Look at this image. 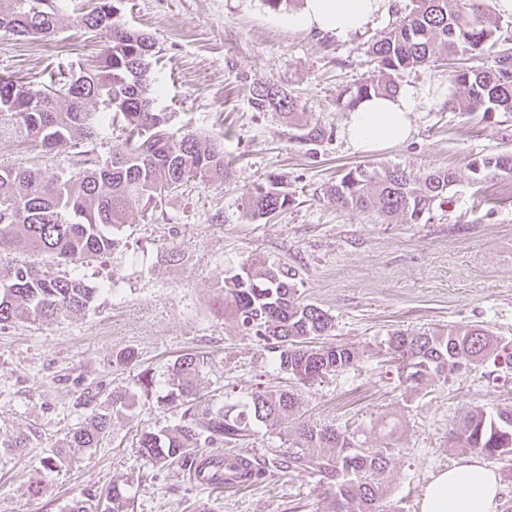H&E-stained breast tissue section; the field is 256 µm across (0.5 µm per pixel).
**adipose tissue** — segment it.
<instances>
[{
    "mask_svg": "<svg viewBox=\"0 0 512 512\" xmlns=\"http://www.w3.org/2000/svg\"><path fill=\"white\" fill-rule=\"evenodd\" d=\"M390 9L391 0H304L301 10L289 15L288 25L346 40L384 18ZM432 99L428 88L409 86L362 100L345 127L349 145L357 152H371L404 142L412 132L413 113ZM501 490L498 474L471 458L432 476L420 512H497Z\"/></svg>",
    "mask_w": 512,
    "mask_h": 512,
    "instance_id": "adipose-tissue-1",
    "label": "adipose tissue"
}]
</instances>
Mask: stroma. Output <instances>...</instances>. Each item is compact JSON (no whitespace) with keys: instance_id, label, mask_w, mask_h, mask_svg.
I'll use <instances>...</instances> for the list:
<instances>
[{"instance_id":"1","label":"stroma","mask_w":512,"mask_h":512,"mask_svg":"<svg viewBox=\"0 0 512 512\" xmlns=\"http://www.w3.org/2000/svg\"><path fill=\"white\" fill-rule=\"evenodd\" d=\"M61 25L49 39L0 41V73L39 85L49 71L77 68L99 52V37L73 28L86 0H58ZM122 21L156 43L153 65L162 83L159 108L173 128L224 139L233 173L224 183H190L164 209L135 215L106 259L76 271L101 294L89 310L0 329V512H69L81 489L126 486L128 512H321L316 474L280 469L287 436L260 432L246 443L222 446L268 467L265 481L217 494L194 483L191 459L157 463L142 457V429L180 424L179 409L140 394L137 375L148 369L168 380L174 360L202 352L211 358L198 380L203 398L236 402L272 387L293 390L298 415L356 430L366 447H381L377 420H399L384 512H420L432 475L469 458L451 438L471 402L487 409L512 405V381L476 368L412 388L400 384L396 364L381 345L395 330L483 325L512 345V178L472 184L475 156L512 151V116L449 108L444 86L454 70L491 66L512 49V17L501 20L495 49L481 56L441 60L402 75L399 86L429 85L431 104L413 114L410 138L360 153L343 136L349 113L340 93L369 78V45L400 20L382 23L348 41L288 29L287 11L263 0H121ZM270 82L298 103L294 115L255 111L245 79ZM324 130L322 142L300 143L303 129ZM369 164L409 170L450 168L460 180L449 201L420 223L394 221L375 211L345 209L327 192L343 169ZM279 175L292 202L267 220H251L245 192ZM177 248L179 264L163 254ZM295 268L302 298L327 312L334 327L325 341L365 350L356 367L311 385L288 379L274 355L215 302L225 277L244 262ZM131 350L136 360L116 361ZM134 396L128 410L112 409L111 394ZM98 413L111 426L94 448H73L71 432ZM63 460L45 470L42 461Z\"/></svg>"}]
</instances>
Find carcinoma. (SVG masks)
I'll return each mask as SVG.
<instances>
[{
  "mask_svg": "<svg viewBox=\"0 0 512 512\" xmlns=\"http://www.w3.org/2000/svg\"><path fill=\"white\" fill-rule=\"evenodd\" d=\"M43 2L0 0V40L55 34L58 10ZM114 2L96 0L91 11L73 20L79 30L106 38L100 55L78 71L50 72L37 90L12 75H0V141L36 142L49 155L66 156V166L50 178L36 165L0 164V243L33 257L0 271L1 326L87 310L99 289L61 266L110 254L117 243L115 231L134 212L164 207L188 183L222 184L230 177L223 138L174 131L170 113L157 109L161 89L152 76L155 42L123 23ZM490 2L408 0L400 23L369 48L376 74L342 92L343 107L351 110L368 96L396 93L401 74L443 56L476 57L496 45L500 19ZM248 93L257 112L274 108L291 114L297 109V101L271 83L253 81ZM449 97L451 104L487 119L511 113L512 53L496 56L487 68L455 71ZM102 147L108 152L102 153ZM468 170L474 181L488 172L512 177V154L474 157ZM458 181L449 169L357 166L328 192L344 208L375 210L416 224ZM288 202L277 175L245 194V209L255 220L272 217ZM295 277L294 269L284 265L246 263L224 278L217 311L234 315L248 335L275 354L280 371L309 385L355 366L362 353L320 342L333 320L300 300ZM386 352L397 362L400 382L413 387L433 378L446 381L472 366L491 365L506 380L512 371V351L479 325L395 330L386 340ZM209 364L205 353L175 360L162 399L183 409L182 423L171 430H143L137 445L142 456L173 461L202 445L235 443L263 430L290 432L294 452L279 467L317 474L325 485L324 512H379L398 422L380 420L386 446L365 449L347 429L293 420L298 402L291 390H259L230 405L206 402L198 395L197 380ZM110 425L108 416L95 417L91 425L74 430L70 446L96 447ZM453 438L458 447L487 457L512 456V405L493 410L469 406ZM128 500V490L114 484L102 512H127Z\"/></svg>",
  "mask_w": 512,
  "mask_h": 512,
  "instance_id": "obj_1",
  "label": "carcinoma"
}]
</instances>
